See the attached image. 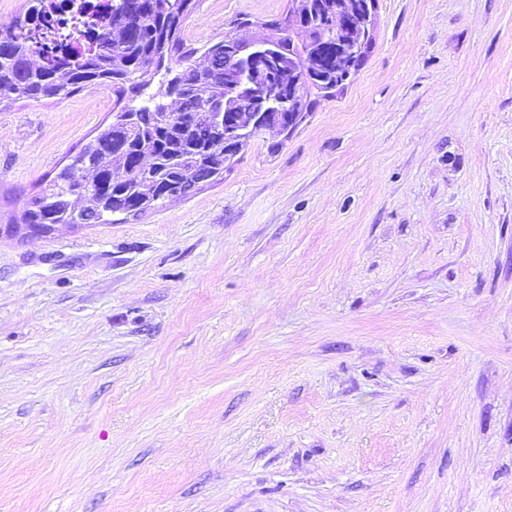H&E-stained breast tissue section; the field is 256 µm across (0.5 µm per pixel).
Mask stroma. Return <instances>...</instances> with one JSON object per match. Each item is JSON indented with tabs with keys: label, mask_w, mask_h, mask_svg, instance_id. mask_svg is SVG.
I'll list each match as a JSON object with an SVG mask.
<instances>
[{
	"label": "stroma",
	"mask_w": 512,
	"mask_h": 512,
	"mask_svg": "<svg viewBox=\"0 0 512 512\" xmlns=\"http://www.w3.org/2000/svg\"><path fill=\"white\" fill-rule=\"evenodd\" d=\"M372 36L194 197L0 238V512H512V0H376ZM112 104L0 100V225Z\"/></svg>",
	"instance_id": "obj_1"
}]
</instances>
